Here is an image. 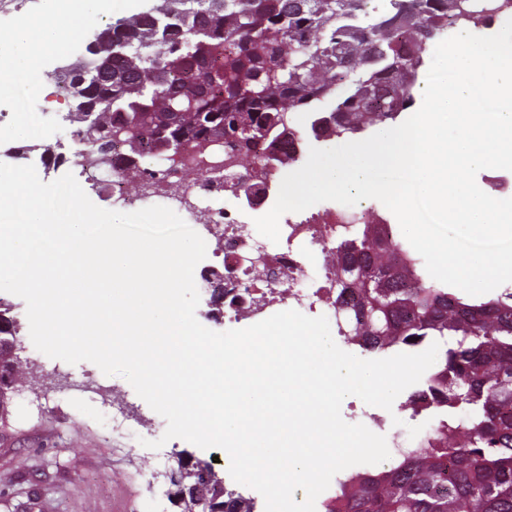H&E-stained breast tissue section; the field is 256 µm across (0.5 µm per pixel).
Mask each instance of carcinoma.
<instances>
[{
  "label": "carcinoma",
  "instance_id": "carcinoma-1",
  "mask_svg": "<svg viewBox=\"0 0 512 512\" xmlns=\"http://www.w3.org/2000/svg\"><path fill=\"white\" fill-rule=\"evenodd\" d=\"M368 2L162 0L110 23L86 52L98 53L100 38L112 37V79L60 74L72 101L71 136L105 141L124 114L144 112L148 119L132 135L139 159L163 132L202 147L222 136L245 158L263 144L281 151L284 166L301 141L294 113L330 104L311 124L317 140L394 122L416 102L418 68L433 39L512 19L506 0H385L376 16ZM202 60L218 65L224 80L204 81ZM109 98L111 120L102 124L95 104ZM327 255L349 345L381 353L443 342L437 368L405 406L448 416L400 452L397 465L338 481L326 512H512V289L464 298L433 279L396 230L386 235L375 224L336 239ZM0 376L14 388L24 379L3 343ZM188 477L210 499L221 497L197 467Z\"/></svg>",
  "mask_w": 512,
  "mask_h": 512
}]
</instances>
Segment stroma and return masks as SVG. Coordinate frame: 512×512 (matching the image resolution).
Instances as JSON below:
<instances>
[{"instance_id":"35a3bbf8","label":"stroma","mask_w":512,"mask_h":512,"mask_svg":"<svg viewBox=\"0 0 512 512\" xmlns=\"http://www.w3.org/2000/svg\"><path fill=\"white\" fill-rule=\"evenodd\" d=\"M19 324L16 354L27 379L13 393L6 425L0 428V476L11 478L0 489V512H35L48 500L54 512H128L137 501L140 512H178L167 495L169 477L185 457L215 460L221 477H228L229 458L217 449H201L175 438L162 448H146L161 438L165 419L140 398L120 375L108 376L93 363L69 364L52 359L33 346L25 302L0 291ZM121 401L137 421L133 435L112 434V403ZM399 395L392 409L342 404V416L357 410L382 420L381 435L390 451L415 446L410 426L436 425L428 412L413 414Z\"/></svg>"}]
</instances>
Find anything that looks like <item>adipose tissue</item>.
Listing matches in <instances>:
<instances>
[{
    "label": "adipose tissue",
    "mask_w": 512,
    "mask_h": 512,
    "mask_svg": "<svg viewBox=\"0 0 512 512\" xmlns=\"http://www.w3.org/2000/svg\"><path fill=\"white\" fill-rule=\"evenodd\" d=\"M131 0H43L41 15L12 31L10 63L26 71L38 70L42 60L61 50L62 30H81L91 14L129 7Z\"/></svg>",
    "instance_id": "obj_1"
}]
</instances>
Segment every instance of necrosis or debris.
Here are the masks:
<instances>
[{
    "instance_id": "1",
    "label": "necrosis or debris",
    "mask_w": 512,
    "mask_h": 512,
    "mask_svg": "<svg viewBox=\"0 0 512 512\" xmlns=\"http://www.w3.org/2000/svg\"><path fill=\"white\" fill-rule=\"evenodd\" d=\"M51 112L39 106L29 112H1L0 124L18 122L30 136L12 147V159L34 165L41 180H48L49 145L42 135ZM224 163V179L216 181L208 165ZM93 170L109 175L113 193L125 195L128 180L140 185V199L162 206L178 205L194 224L223 243L224 323L238 328L258 323L275 313L294 309L309 317L336 316V291L330 286V267L324 259L329 245L356 224H378L379 211L339 205L297 221L285 218L279 242H269L238 206L242 193L236 189L244 179V163L232 152L188 150L175 164L128 170L120 150L111 160H94Z\"/></svg>"
}]
</instances>
